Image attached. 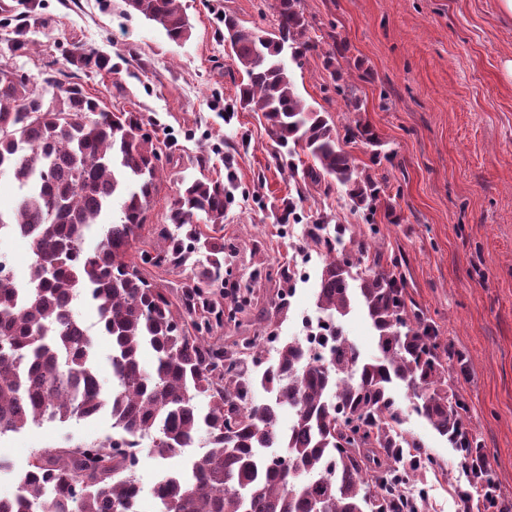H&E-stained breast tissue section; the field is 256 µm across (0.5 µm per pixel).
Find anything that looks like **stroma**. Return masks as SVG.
Listing matches in <instances>:
<instances>
[{
    "label": "stroma",
    "instance_id": "stroma-1",
    "mask_svg": "<svg viewBox=\"0 0 512 512\" xmlns=\"http://www.w3.org/2000/svg\"><path fill=\"white\" fill-rule=\"evenodd\" d=\"M191 38L171 42L123 0H39L27 20L26 54L11 52L4 26L24 7L0 0V59L37 77L60 68L80 46L107 53L111 75L84 72L85 88L111 110L142 113L146 130L174 141L182 175L231 177L234 203L224 238L236 247L232 279L257 267L279 276L258 292L239 326L224 331L232 346L246 336L276 330L293 336L296 314L315 311L322 261L311 256L306 280H287L294 250L282 235V201H293L301 224H356L360 217L340 190L323 194L277 165L276 148L259 116L235 108L241 81L222 40L223 14L248 27L271 28L261 0H181ZM320 50L293 76L308 105L329 113L337 128L355 120L376 129L392 160L372 165L362 143L345 146L358 168L385 182L383 204L399 221L382 225L371 252L404 276L405 290L438 328L453 357L451 382L469 405L468 428L478 436L500 488V506L512 512V20L499 0H303ZM348 46L334 85L322 51L330 36ZM353 91L360 111L347 107ZM289 309L279 300L287 288ZM404 428L437 461L427 477L422 512H460L456 489L468 474L455 451L428 422L410 415ZM114 434L108 412L66 423L28 425L0 437V497L16 492L15 473L43 448L103 443ZM203 446L161 459L143 451L137 482L154 487L168 472L202 454Z\"/></svg>",
    "mask_w": 512,
    "mask_h": 512
}]
</instances>
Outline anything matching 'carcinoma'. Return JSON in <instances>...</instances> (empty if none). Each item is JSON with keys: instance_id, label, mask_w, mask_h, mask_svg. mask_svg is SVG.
Wrapping results in <instances>:
<instances>
[{"instance_id": "1", "label": "carcinoma", "mask_w": 512, "mask_h": 512, "mask_svg": "<svg viewBox=\"0 0 512 512\" xmlns=\"http://www.w3.org/2000/svg\"><path fill=\"white\" fill-rule=\"evenodd\" d=\"M124 3L170 41L191 38L179 0ZM272 3L271 31L247 27L232 13L222 18L224 42L242 73L236 104L264 119L280 159L310 157L302 180L326 195L343 191L368 212L374 234L381 185L354 165L342 142L378 147V134L357 120L341 138L325 113L305 103L290 64L302 66L318 44L302 0ZM66 61L67 69L44 70L37 79L0 77V173L20 191L11 212L0 210V236L9 225L26 233L33 254L22 283L0 264V436L107 410L118 439L42 450L19 474L14 497L0 498V512H127L137 480L119 441L143 435L162 458L201 440L207 448L189 472L158 485L161 512H417L402 488L410 481L424 494L435 460L401 428L391 392L397 381L411 391L414 410L463 456L484 454L468 434L467 404L448 386V349L407 299L403 276L379 262L357 275L344 239L368 251L359 224L332 233L309 225L310 242L325 251L316 304L338 319L360 296L380 357L364 361L337 336L321 362L290 340L254 379L271 399L240 394L239 351L225 350L216 333L239 324L272 273L254 271L234 283L241 300L224 305L220 231L231 192L204 174L179 179L167 213L174 230L161 246L137 247L164 172L158 153L171 155L172 145L144 132L140 113L113 112L77 82L79 72L112 73V58L77 46ZM116 197L119 219L99 223ZM94 233L99 242L91 247ZM194 254L205 261L185 270L177 290L148 272L184 267ZM78 299L110 338L109 392L94 361L96 337L72 311ZM145 349L154 356L150 369L141 362ZM200 397L208 400L204 412ZM284 406L294 414L288 430L278 422ZM264 448L281 449V457L263 456ZM45 482L53 495L42 492Z\"/></svg>"}]
</instances>
